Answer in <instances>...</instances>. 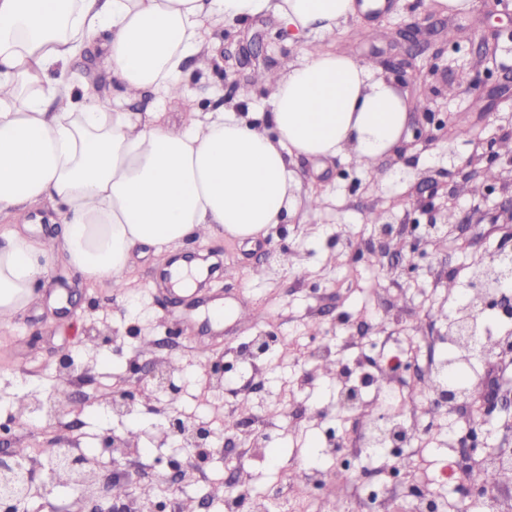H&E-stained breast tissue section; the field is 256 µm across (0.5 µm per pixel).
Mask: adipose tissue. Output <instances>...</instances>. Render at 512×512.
<instances>
[{"label":"adipose tissue","instance_id":"ef3b65f1","mask_svg":"<svg viewBox=\"0 0 512 512\" xmlns=\"http://www.w3.org/2000/svg\"><path fill=\"white\" fill-rule=\"evenodd\" d=\"M376 0H0V212L62 204L61 246L86 281L128 289L136 249L206 231L241 240L273 232L298 206L294 155L369 164L402 138L407 107L366 63L316 49L267 78L269 109L220 108L165 125L155 112H110L73 96L65 70L101 39L123 95L184 93L186 59L208 25L275 16L293 36L328 37ZM53 250L28 232L0 239V318L26 309Z\"/></svg>","mask_w":512,"mask_h":512}]
</instances>
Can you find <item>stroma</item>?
<instances>
[{"label": "stroma", "mask_w": 512, "mask_h": 512, "mask_svg": "<svg viewBox=\"0 0 512 512\" xmlns=\"http://www.w3.org/2000/svg\"><path fill=\"white\" fill-rule=\"evenodd\" d=\"M424 19L453 28L456 38L447 44L435 37V44L445 47L442 54L428 49L414 57L400 90L408 118L398 149L367 171L343 155L293 158L301 192L326 195L320 207L288 218L251 244L215 235L159 252L136 250L127 295L84 282L63 254L54 256L52 274L33 303L0 323V419L15 409L18 398L55 385L61 354L88 364L89 372L74 382L80 398L72 414L55 419L39 413L0 437L1 451L24 448L33 458L41 448L77 444L104 461L100 484L109 491L119 471L111 465L113 449L101 447L98 436L139 428L138 446L144 459H152L159 450L148 435L162 416L146 396L135 413L117 417L105 396L135 386L129 369L133 355L162 354L181 369L179 408L211 421L218 441L177 488L194 512H224L214 488L230 484L247 485L254 505L266 512H328L332 500L325 490L288 486L286 476L306 467L335 471L329 438L347 445L362 430L361 417L340 414L336 406L344 383L339 369L378 375L400 341L411 356L385 385L408 411L407 421L426 449L421 455L410 448L384 457L381 469L361 472L362 482H382L393 467L416 462L422 483L444 494L449 490L441 480L444 469L475 468L454 445L464 422L435 404L413 372L428 370L448 353V317L459 304L448 295L449 279L465 283L475 261L493 252L512 225V213L501 207L512 198V0L489 17L478 6L446 14L433 0H386L378 11L356 12L321 45L368 62L385 77L388 62L397 58L396 31ZM212 36L217 43L211 67L205 71L188 62L184 98L162 103L144 92L123 100L120 111H157L167 123L180 125L220 102L266 110L260 75L286 72L302 60L306 47L269 14L215 26ZM67 71L73 84L88 83L111 103L115 80L99 48L73 58ZM462 126L468 138L457 137ZM467 158L476 169L494 162L497 179L486 185L466 179L460 166ZM373 212L394 224L397 235L378 242L368 221ZM441 217L447 218V229L425 240L415 271L394 265L402 243ZM189 256L223 264V279L190 296L167 289L166 268ZM219 300L224 319L215 322L208 312ZM95 328L112 330L118 348L87 345L86 334ZM267 333L281 336L283 346L256 366L240 362L241 347ZM317 333L334 351L329 361L305 356ZM219 356L227 364L224 393L209 398L205 363ZM267 420L279 430L262 451L253 452L249 425Z\"/></svg>", "instance_id": "35a3bbf8"}]
</instances>
